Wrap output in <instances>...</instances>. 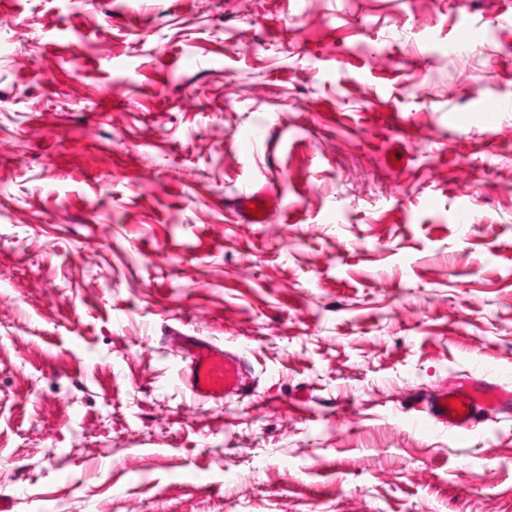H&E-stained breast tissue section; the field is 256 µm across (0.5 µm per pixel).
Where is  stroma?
Wrapping results in <instances>:
<instances>
[{
	"label": "stroma",
	"instance_id": "obj_1",
	"mask_svg": "<svg viewBox=\"0 0 512 512\" xmlns=\"http://www.w3.org/2000/svg\"><path fill=\"white\" fill-rule=\"evenodd\" d=\"M494 98L512 0H0V505L512 512V415L418 409L512 387ZM176 331L246 391L198 402ZM250 205L264 209L263 218H258L250 214ZM237 215L246 224H267L270 222L271 210L268 205V198L261 193L243 192L238 196L234 203ZM459 400L463 412L452 408L451 401ZM428 418L438 427L456 434H466L478 423L479 417L492 409L511 413L512 391L494 383L461 378L439 394L429 397L424 404Z\"/></svg>",
	"mask_w": 512,
	"mask_h": 512
}]
</instances>
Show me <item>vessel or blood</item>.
Returning a JSON list of instances; mask_svg holds the SVG:
<instances>
[{
  "mask_svg": "<svg viewBox=\"0 0 512 512\" xmlns=\"http://www.w3.org/2000/svg\"><path fill=\"white\" fill-rule=\"evenodd\" d=\"M268 199L260 193L245 192L238 196L234 208L243 222L256 223L252 208L264 209ZM184 379L198 401L223 404L244 386L245 368L235 353L195 339L187 341ZM428 418L438 427L463 435L471 431L480 416L490 410L512 411V391L486 381L461 378L424 404Z\"/></svg>",
  "mask_w": 512,
  "mask_h": 512,
  "instance_id": "1",
  "label": "vessel or blood"
}]
</instances>
